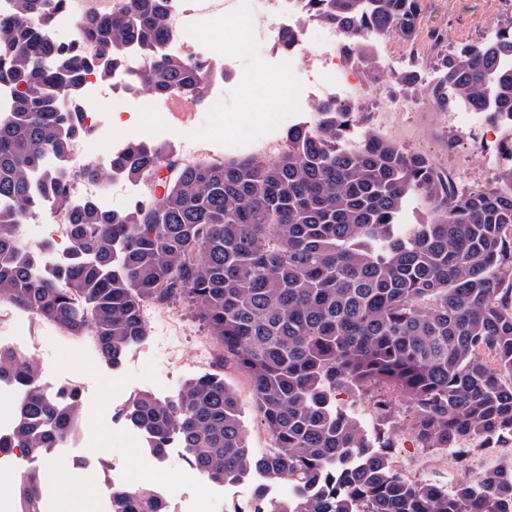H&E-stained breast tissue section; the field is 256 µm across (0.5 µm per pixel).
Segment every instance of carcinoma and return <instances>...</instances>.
Wrapping results in <instances>:
<instances>
[{
    "instance_id": "cac0c4a2",
    "label": "carcinoma",
    "mask_w": 512,
    "mask_h": 512,
    "mask_svg": "<svg viewBox=\"0 0 512 512\" xmlns=\"http://www.w3.org/2000/svg\"><path fill=\"white\" fill-rule=\"evenodd\" d=\"M64 0H12L0 13V84L15 88L0 112V305L12 304L69 336H90L117 369L146 336L145 309L187 304L249 379L255 410L273 442L257 453L236 395L219 374L184 383L159 400L140 393L123 411L146 448L175 440L189 466L217 483L262 480L234 512H512V462L453 490L404 480L375 449L336 393L372 384L406 395L410 433L428 449L512 431V159L494 185L464 190L425 156L353 113L316 104L288 128L274 159L199 161L167 169L152 198L120 211L71 196V177L48 163L89 133L77 87L108 80L136 47L154 56L132 88L204 100V65L162 49L171 38L167 0H125L88 16L78 41L42 35ZM336 26L345 56L374 64L367 39L412 37L419 0H308ZM512 26L441 59L427 93L441 108L468 104L512 140ZM167 148L138 141L91 166L89 178L137 180ZM69 217L62 265L53 244L28 246L45 198ZM426 204L409 224L404 211ZM0 381L20 388L10 443L34 458L78 426V391H45L38 367L0 347ZM286 483L291 495L271 500ZM17 512H41L40 472H25ZM112 512H164L158 492L118 484Z\"/></svg>"
}]
</instances>
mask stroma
Segmentation results:
<instances>
[{
	"mask_svg": "<svg viewBox=\"0 0 512 512\" xmlns=\"http://www.w3.org/2000/svg\"><path fill=\"white\" fill-rule=\"evenodd\" d=\"M510 24L512 0H421L413 36L376 41L373 51L378 67L364 74L363 79L368 83L386 81L393 95L406 93L399 77L410 70L416 71L419 85L435 84L443 55L460 45L482 44ZM199 34L214 44L215 59L227 62L228 81L241 86L237 107L213 114L207 103L198 105L197 131L209 140L210 152L218 155L222 152V137L248 136L262 127L274 96L259 95L258 82H278L280 70L273 55L243 57L236 19L213 21ZM357 125L394 136L405 150L425 155L465 189L492 183L501 164L497 154L499 129L485 122L482 135H475L461 126L454 109L437 107L430 112H401L383 118L368 112L358 117ZM178 311L182 325L178 334L169 328L163 311L147 313L145 338L129 349L116 370L101 360L80 366L62 347L30 350L29 357L38 365L42 382H63L77 389L81 410L97 412L102 418L94 456H87L82 448H61L45 459L53 469L50 488L63 495L64 505L80 507L94 496H108L117 482L156 489L168 485L179 493L195 480V471L183 459V449L173 445L163 458H156L145 450L141 435L123 419V410L143 391L165 399L190 379L221 374L244 411L251 448L265 451L271 447V437L254 411L246 375L233 361H219L217 354L200 358V345L207 331L186 306H179ZM388 395L387 389L373 386L368 394L356 397L337 393L336 402L362 422L373 440L389 445L391 458L412 464V471L405 474L410 480L415 471L430 467L438 454L419 447L414 438H401V429L409 427L412 418L406 397L395 400L398 416L394 424L379 419L372 404Z\"/></svg>",
	"mask_w": 512,
	"mask_h": 512,
	"instance_id": "1",
	"label": "stroma"
}]
</instances>
